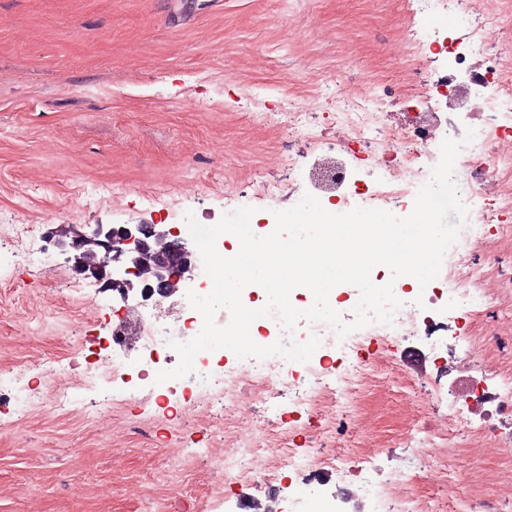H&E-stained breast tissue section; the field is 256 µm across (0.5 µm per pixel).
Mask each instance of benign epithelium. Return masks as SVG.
Instances as JSON below:
<instances>
[{
    "label": "benign epithelium",
    "instance_id": "obj_1",
    "mask_svg": "<svg viewBox=\"0 0 512 512\" xmlns=\"http://www.w3.org/2000/svg\"><path fill=\"white\" fill-rule=\"evenodd\" d=\"M56 243L69 254L75 274L104 280L124 297L134 288L130 277L138 276L148 257L154 263L152 279L142 283L146 295L170 293L194 269L186 241L161 224H96L88 232L73 227L58 234Z\"/></svg>",
    "mask_w": 512,
    "mask_h": 512
}]
</instances>
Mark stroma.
I'll list each match as a JSON object with an SVG mask.
<instances>
[{"label":"stroma","mask_w":512,"mask_h":512,"mask_svg":"<svg viewBox=\"0 0 512 512\" xmlns=\"http://www.w3.org/2000/svg\"><path fill=\"white\" fill-rule=\"evenodd\" d=\"M428 17L415 0H0V512H254L255 501L283 498L285 485H225L224 409L165 410L151 382L130 393L115 376L90 386L73 369L105 358L116 313L142 303L104 282L76 276L65 253L51 269L29 265L1 229L36 228L51 241L70 224H162L184 231L188 216L219 222L238 196L254 221L292 207L253 197L252 185L302 184L316 143L335 142L337 91L373 86L384 98L381 124L408 126L431 89L391 48L421 38ZM310 103L315 140L296 142L285 161L288 105ZM263 121H254L255 113ZM98 296L89 306L85 295ZM500 311L475 313L459 347L479 343L497 380H512V341H493ZM379 374L422 390L447 387L421 343L365 340ZM71 401H55L57 388ZM30 396L20 410L16 398ZM110 400L108 419L96 416ZM396 389L360 392L369 441L383 473L416 468L402 437ZM264 421L272 446L309 451L320 410L283 427L255 393L244 410ZM494 437L460 452L457 469L480 476L485 500H512L495 481L512 451Z\"/></svg>","instance_id":"35a3bbf8"}]
</instances>
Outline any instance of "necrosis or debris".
I'll return each instance as SVG.
<instances>
[{"mask_svg": "<svg viewBox=\"0 0 512 512\" xmlns=\"http://www.w3.org/2000/svg\"><path fill=\"white\" fill-rule=\"evenodd\" d=\"M483 38L467 36L445 46L437 37H430L419 44L412 59L413 65L423 67L429 55L448 53L456 67L462 66L469 56H484L481 68L469 71L466 79H458L455 72L446 73L434 81L438 93L446 95L444 107L419 113L408 127L398 131L386 130L380 123L379 111L382 97L376 88L361 94L346 96L336 112V124L346 136L336 146L321 149L307 175L309 192L318 199L339 198L342 206L376 208L386 211L400 210L409 215L419 190L431 179L432 162L423 161L422 152L437 139L440 129L449 128L450 114H479L481 121L473 128L474 136L463 143L458 155L460 162L473 169L488 171L486 180L459 183L460 198L473 209L468 224L460 232L461 244L449 250L445 261L446 278L451 288L441 289L427 285L422 305H415L413 296L402 284L393 290L402 306L396 311L392 324L377 322L337 336L327 323L300 321L293 334V341L303 343L311 336L320 339L323 353L338 351L346 354V364L338 372L333 384H326V370L303 365L299 377L301 390L292 403L298 409L310 411L322 395H329L332 403L331 419L336 431L347 432L356 426L355 412L358 395L369 377L370 368L363 363L358 350L363 336H420L436 346L448 342L446 312H470L472 308L491 309L499 304L491 284L478 283L479 271L472 257L475 251L487 256L496 253V242L481 238L477 228L484 224L499 225L503 234H511L512 226L502 223L497 207L498 180L489 169L502 164L512 165V90L503 84V63L499 54L484 53ZM373 144L375 152L372 165L377 171L373 185L349 188L350 178L344 152L354 144ZM203 327L199 312L184 313L177 302L160 297L154 299L151 319L142 324L137 338L146 351L157 353L169 350L171 342H186L196 337ZM457 376L452 401L443 411L446 428L458 425L467 408L492 407L495 414L512 419V385L488 388L485 384L489 365L481 350L473 347L457 357ZM294 363L279 355L251 358L238 368L224 374V406L237 409L240 394L238 385L249 381L263 389L266 399L281 396L284 379L292 373ZM264 427H251L249 433L225 448L219 465L224 471L225 483L231 484L243 477H261L271 482L283 472L301 476L302 486L295 502L308 506L309 512H341L336 501L323 498L315 487L319 485V472L331 468L337 478H353L355 500L368 512H440L439 504L429 500H415L408 491L407 472L398 467L386 480L375 477L376 470L369 455L361 453L336 454L323 452L313 456L291 452L275 457L263 437Z\"/></svg>", "mask_w": 512, "mask_h": 512, "instance_id": "4bbe7bcc", "label": "necrosis or debris"}]
</instances>
